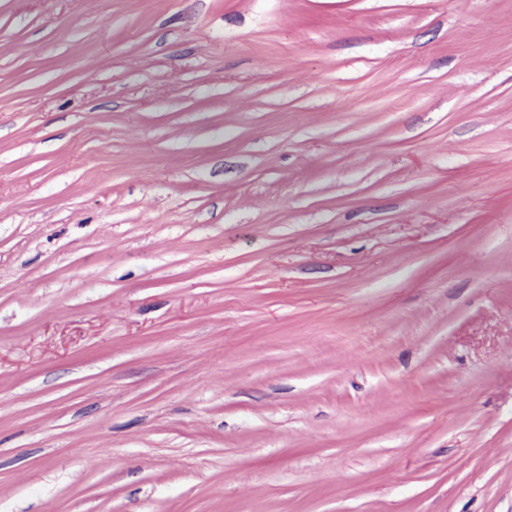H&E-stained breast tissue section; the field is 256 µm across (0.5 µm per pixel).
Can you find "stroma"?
Wrapping results in <instances>:
<instances>
[{"mask_svg":"<svg viewBox=\"0 0 512 512\" xmlns=\"http://www.w3.org/2000/svg\"><path fill=\"white\" fill-rule=\"evenodd\" d=\"M0 512H512V0H0Z\"/></svg>","mask_w":512,"mask_h":512,"instance_id":"1","label":"stroma"}]
</instances>
